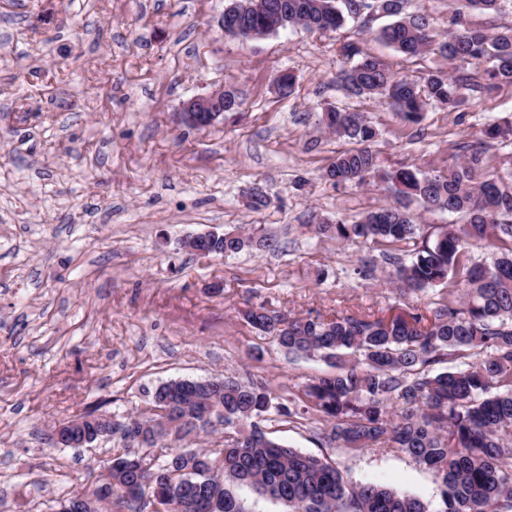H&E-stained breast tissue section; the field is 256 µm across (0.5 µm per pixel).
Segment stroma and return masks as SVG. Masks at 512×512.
<instances>
[{"instance_id":"obj_1","label":"stroma","mask_w":512,"mask_h":512,"mask_svg":"<svg viewBox=\"0 0 512 512\" xmlns=\"http://www.w3.org/2000/svg\"><path fill=\"white\" fill-rule=\"evenodd\" d=\"M229 0H0V512H53L61 487L93 482L120 438L48 448L50 425L95 409L122 420L178 379L260 380L284 396L332 373L288 356L238 318L265 305L298 316L381 315L395 306L380 246L315 235L389 198L380 179L323 177L344 140L326 109L365 113L380 171L442 170L485 123L512 115V86L449 108L427 101L417 123L336 81L358 42L392 72L420 79L442 66L408 58L363 14L338 31L286 28L224 35ZM296 84L280 97L273 80ZM234 88L240 106L215 126L183 125L193 96ZM259 185L270 203L250 210ZM270 229L274 251L196 255L186 237ZM373 276H362L365 262ZM280 443L326 458L345 478L441 507L438 476L393 450L357 453L321 441L326 423L269 414Z\"/></svg>"}]
</instances>
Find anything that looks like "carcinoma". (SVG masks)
<instances>
[{"mask_svg": "<svg viewBox=\"0 0 512 512\" xmlns=\"http://www.w3.org/2000/svg\"><path fill=\"white\" fill-rule=\"evenodd\" d=\"M503 0H448V32L423 15L401 16L402 0H240L225 7L237 20L228 35H263L285 25L335 31L346 18L379 12L397 20L380 38L408 57L433 53L448 62L418 82L391 72L379 59L346 43L341 54L360 60L338 80L355 96L377 97L411 123L421 120L427 99L452 108L471 91L512 85V27L474 28L473 12L497 11ZM328 132L352 146L336 152L325 171L335 186L358 185L378 172L371 148L374 127L361 112L330 110ZM482 141L464 146L448 171L403 167L383 177L390 201L354 224H318L316 232L344 241L394 245L417 238L420 224L410 205L458 213L462 224L439 228L408 251L384 255L386 275L404 306L381 316L336 314L293 317L263 305L238 316L295 357H321L336 373L313 377L284 398L262 382L212 378L191 381L173 393L159 386L151 404L159 419L176 423L177 441L216 426L202 424L212 405L224 408L221 448H175L154 430L122 436L125 450L112 472L73 491L91 499L96 512H145L146 497L161 493L171 512H245L234 485L288 506V512H432L420 498L376 483L349 484L325 459L271 438L260 426L274 411L288 418L298 404L329 425L323 441L348 451L376 447L411 456L441 475L438 512H501L512 507V173L494 170L489 148L512 141V119L494 121ZM488 242L491 263L466 260L469 246ZM277 235L227 232L218 255L254 248L273 250ZM439 288L441 301L411 297ZM450 362L443 371L435 365Z\"/></svg>", "mask_w": 512, "mask_h": 512, "instance_id": "carcinoma-1", "label": "carcinoma"}]
</instances>
